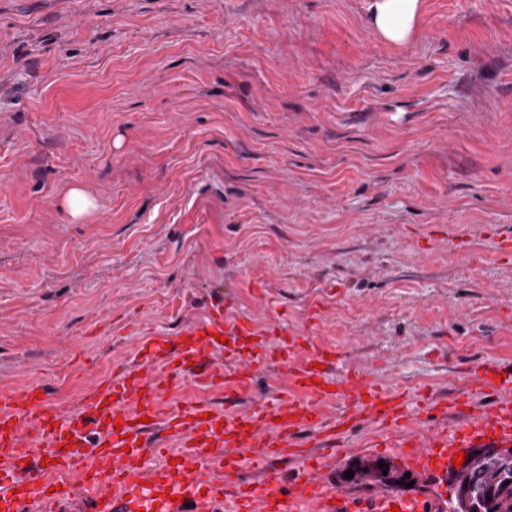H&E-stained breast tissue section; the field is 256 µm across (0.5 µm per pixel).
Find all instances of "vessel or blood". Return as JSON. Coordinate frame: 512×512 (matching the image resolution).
Segmentation results:
<instances>
[{
  "label": "vessel or blood",
  "instance_id": "obj_1",
  "mask_svg": "<svg viewBox=\"0 0 512 512\" xmlns=\"http://www.w3.org/2000/svg\"><path fill=\"white\" fill-rule=\"evenodd\" d=\"M247 339L245 352L240 343ZM219 348L220 363L213 357ZM299 351L306 359L297 365ZM329 352L308 335L256 338L251 322L217 309L173 341L143 344L136 364L87 385L76 410L47 404L44 386L0 384V512H59L83 491L87 512H217L228 498L237 501L236 512H297L304 500L318 501L322 512H425L420 501L393 492L358 502L325 490V459L344 454L347 433L367 422L382 426L375 447L405 449L423 472L447 473L454 455L476 446H512V380L500 378L498 368L478 371L449 401H427V415L452 414L458 422L419 435L410 429L403 393L362 373L331 377ZM272 363L282 365L286 381L272 402L235 414L204 399L164 410L167 391L186 378L242 393ZM488 394L492 404L478 405ZM330 398L343 406L333 418L320 409ZM156 456L165 464L152 465ZM288 459L301 463L290 488L276 466ZM251 464L260 474L248 485ZM57 470L79 472V483L54 487Z\"/></svg>",
  "mask_w": 512,
  "mask_h": 512
}]
</instances>
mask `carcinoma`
I'll return each instance as SVG.
<instances>
[{
    "instance_id": "obj_1",
    "label": "carcinoma",
    "mask_w": 512,
    "mask_h": 512,
    "mask_svg": "<svg viewBox=\"0 0 512 512\" xmlns=\"http://www.w3.org/2000/svg\"><path fill=\"white\" fill-rule=\"evenodd\" d=\"M360 461L351 470L353 478L340 481L356 486H379L396 490L413 477L391 461ZM448 512H512V448H476L469 452L461 469L448 472Z\"/></svg>"
}]
</instances>
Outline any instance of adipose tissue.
Segmentation results:
<instances>
[{
	"label": "adipose tissue",
	"mask_w": 512,
	"mask_h": 512,
	"mask_svg": "<svg viewBox=\"0 0 512 512\" xmlns=\"http://www.w3.org/2000/svg\"><path fill=\"white\" fill-rule=\"evenodd\" d=\"M368 10L375 36L393 47L411 42L423 22V0H370Z\"/></svg>",
	"instance_id": "ef3b65f1"
}]
</instances>
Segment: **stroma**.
<instances>
[{
  "mask_svg": "<svg viewBox=\"0 0 512 512\" xmlns=\"http://www.w3.org/2000/svg\"><path fill=\"white\" fill-rule=\"evenodd\" d=\"M368 5L0 0V383L76 403L218 303L411 396L512 366V0H423L399 48ZM281 382L165 400L240 412ZM380 430L348 434L328 486L409 471ZM63 206L72 218H80L88 214L95 204L82 190L71 189L64 197ZM380 460H383L385 464L383 469L388 470L387 475H383V469H380L378 466ZM350 469L353 471L352 479L345 478L347 470L340 475L339 479L344 483L356 486H379L385 489L396 490L404 488L410 481H415L412 473L400 471L390 460L384 458L360 461L355 463ZM406 474H409V477H406ZM396 481H403V484H396Z\"/></svg>",
  "mask_w": 512,
  "mask_h": 512,
  "instance_id": "35a3bbf8",
  "label": "stroma"
}]
</instances>
